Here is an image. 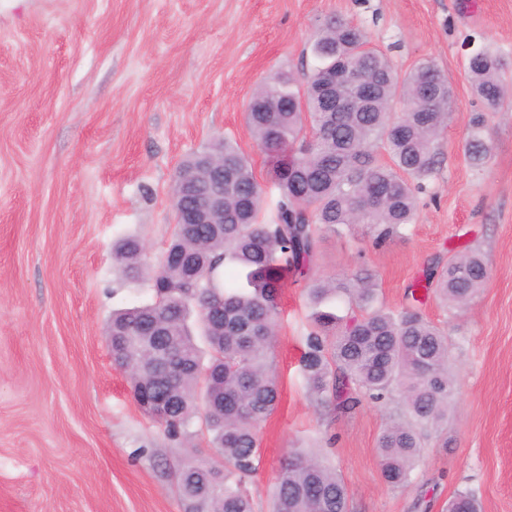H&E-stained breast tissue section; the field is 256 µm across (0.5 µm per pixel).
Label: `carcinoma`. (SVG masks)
Segmentation results:
<instances>
[{"instance_id": "carcinoma-1", "label": "carcinoma", "mask_w": 512, "mask_h": 512, "mask_svg": "<svg viewBox=\"0 0 512 512\" xmlns=\"http://www.w3.org/2000/svg\"><path fill=\"white\" fill-rule=\"evenodd\" d=\"M316 65L301 83L279 73L261 84L244 112L245 125L269 158L277 198L270 217L248 158L226 138L193 153L180 167L204 183L205 167L224 154V216L213 224H175L166 258L148 262L145 242L126 236L112 247L114 268L146 284L150 300L112 313V358L132 369L133 398L148 415L160 401L164 433L191 443L194 425L224 458L221 472L188 463L175 472L185 512H254L245 486L256 471L259 426L279 403V375L270 349L280 323V288L290 271L305 282L311 328L303 338L301 375L318 404L336 415L366 397L374 403L400 393L396 416L379 442L384 481L406 485L422 440L438 432L454 393L448 337L409 305L378 302L376 273H311L322 233L342 235L358 224L377 229L382 243L417 219L416 193L439 173L435 142L448 123L450 87L430 60L401 78L364 30L331 17L312 44ZM354 66L376 83L359 112H324L314 91L330 64ZM501 57L473 50L466 72L481 111L472 118L465 155L480 169L490 144L487 117L512 92ZM404 100L399 116L389 112ZM379 194V205L363 199ZM491 270L473 252L436 259L416 287L459 308L475 297ZM272 512H348L342 477L312 453L293 449L273 491ZM448 512H480L459 493Z\"/></svg>"}]
</instances>
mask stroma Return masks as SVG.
I'll return each instance as SVG.
<instances>
[{
    "mask_svg": "<svg viewBox=\"0 0 512 512\" xmlns=\"http://www.w3.org/2000/svg\"><path fill=\"white\" fill-rule=\"evenodd\" d=\"M331 15L361 25L400 73L432 59L453 102L416 223L379 246L365 227L324 235L315 271L369 266L392 310L438 257L477 248L491 278L464 309L419 306L448 336L457 389L409 483L391 487L378 439L398 397L339 417L317 406L299 375L303 284L284 275L279 404L247 491L268 512L301 447L341 474L349 512H447L460 490L482 512H512V98L488 120L483 170L464 157L479 110L467 54L492 45L512 81V0H0V512H182L175 469L217 460L203 437L192 448L166 438L112 360L109 318L147 298L116 275L112 244L136 235L164 250L174 176L215 139H233L266 183L247 104L278 71L306 81Z\"/></svg>",
    "mask_w": 512,
    "mask_h": 512,
    "instance_id": "obj_1",
    "label": "stroma"
}]
</instances>
